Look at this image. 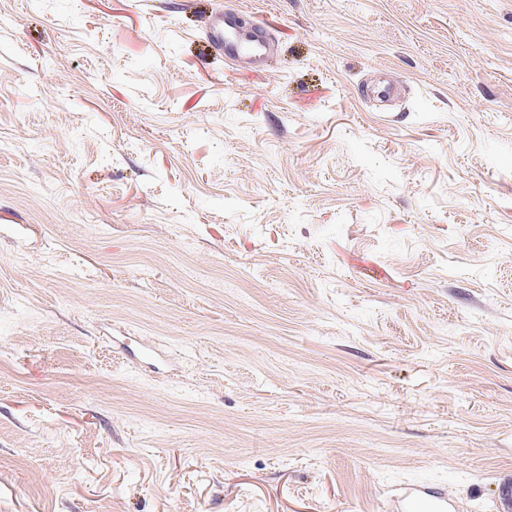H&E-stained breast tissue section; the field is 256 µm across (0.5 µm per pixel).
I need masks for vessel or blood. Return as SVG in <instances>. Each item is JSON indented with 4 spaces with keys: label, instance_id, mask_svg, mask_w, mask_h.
<instances>
[{
    "label": "vessel or blood",
    "instance_id": "vessel-or-blood-1",
    "mask_svg": "<svg viewBox=\"0 0 512 512\" xmlns=\"http://www.w3.org/2000/svg\"><path fill=\"white\" fill-rule=\"evenodd\" d=\"M206 47L229 60L249 57L254 66L266 60L272 42L265 29L243 28L232 10L212 14L204 32ZM394 512H447L448 499L441 493H421L407 487L393 502Z\"/></svg>",
    "mask_w": 512,
    "mask_h": 512
}]
</instances>
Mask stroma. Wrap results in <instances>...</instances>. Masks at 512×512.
<instances>
[{
    "label": "stroma",
    "instance_id": "obj_1",
    "mask_svg": "<svg viewBox=\"0 0 512 512\" xmlns=\"http://www.w3.org/2000/svg\"><path fill=\"white\" fill-rule=\"evenodd\" d=\"M507 472L512 0H0V512H498ZM204 43L208 49L232 61L249 57L256 68L264 63L272 46L265 29L243 28L237 14L223 7L211 15L204 32ZM448 499L441 493H420L406 487L393 501L392 511L396 512H446Z\"/></svg>",
    "mask_w": 512,
    "mask_h": 512
}]
</instances>
